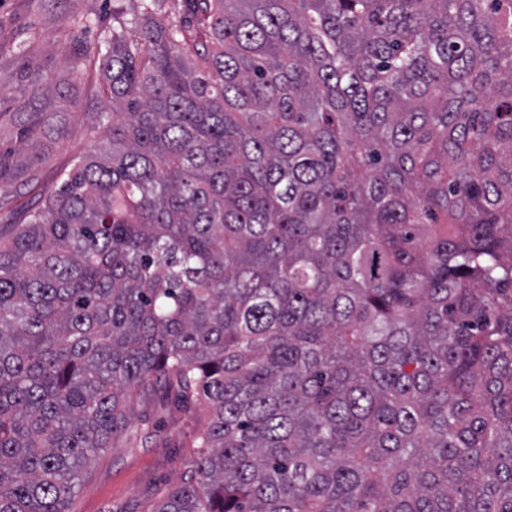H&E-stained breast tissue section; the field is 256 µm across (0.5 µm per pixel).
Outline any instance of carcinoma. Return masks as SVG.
Instances as JSON below:
<instances>
[{"mask_svg": "<svg viewBox=\"0 0 512 512\" xmlns=\"http://www.w3.org/2000/svg\"><path fill=\"white\" fill-rule=\"evenodd\" d=\"M0 44V512H70L131 400L199 429L149 512H512V0H143ZM38 157L23 188L41 183ZM41 51L48 59L49 66L52 68L56 79L67 81L68 63L64 57V53L61 52V48L56 46V44L51 45L48 42H44L41 45ZM83 129V125L76 122L73 136L63 143L52 144L41 137L33 145L30 142L21 144L16 136V127L7 118L0 125V144L3 151L11 149L18 157L43 154L50 147L49 156L42 163L43 184L49 187L55 184L62 173L68 172L78 162V157L89 149L90 140L83 135ZM20 188L15 180L0 181V224L23 222L27 210L36 205L40 187L31 191Z\"/></svg>", "mask_w": 512, "mask_h": 512, "instance_id": "obj_1", "label": "carcinoma"}]
</instances>
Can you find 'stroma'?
<instances>
[{"label":"stroma","mask_w":512,"mask_h":512,"mask_svg":"<svg viewBox=\"0 0 512 512\" xmlns=\"http://www.w3.org/2000/svg\"><path fill=\"white\" fill-rule=\"evenodd\" d=\"M139 0H56L49 7L37 0H0V35L15 40L29 23H37L45 41L43 55L58 79H66L68 63L51 40L70 12L90 19H107L113 7L126 12L137 10ZM11 122H0V148L15 156L45 154L43 183L55 184L69 171L90 146L82 130L64 142L50 144L46 138L34 143H19ZM36 191L20 188L17 181H0V224L22 222L29 208L36 205ZM130 417L132 427L112 440L81 480L70 504V512H147L159 492L182 483L189 469L192 441L197 426L190 409L179 403L173 392L157 386L152 392L134 399Z\"/></svg>","instance_id":"1"}]
</instances>
